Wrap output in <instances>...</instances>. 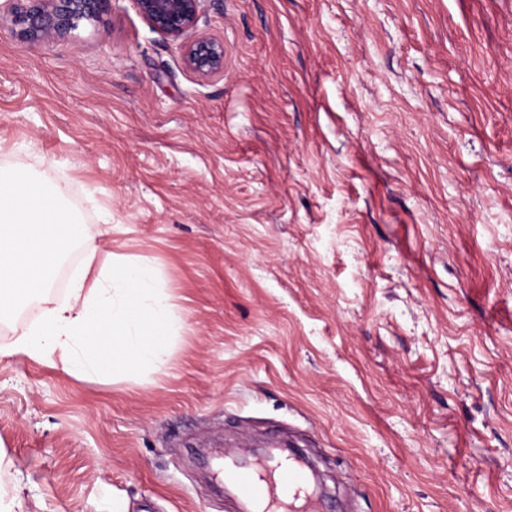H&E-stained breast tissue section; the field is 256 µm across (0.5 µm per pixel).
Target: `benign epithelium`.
<instances>
[{
	"label": "benign epithelium",
	"instance_id": "7a95c632",
	"mask_svg": "<svg viewBox=\"0 0 512 512\" xmlns=\"http://www.w3.org/2000/svg\"><path fill=\"white\" fill-rule=\"evenodd\" d=\"M112 0H0V23L8 21L24 43L72 36L81 25L94 26ZM155 32L179 43L186 67L202 78L224 72V45L197 33L206 0H133Z\"/></svg>",
	"mask_w": 512,
	"mask_h": 512
}]
</instances>
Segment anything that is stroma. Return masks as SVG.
<instances>
[{
  "instance_id": "obj_1",
  "label": "stroma",
  "mask_w": 512,
  "mask_h": 512,
  "mask_svg": "<svg viewBox=\"0 0 512 512\" xmlns=\"http://www.w3.org/2000/svg\"><path fill=\"white\" fill-rule=\"evenodd\" d=\"M198 31L222 74L133 0L0 25V166L181 319L130 374L1 358L0 489L231 512L215 451L279 436L330 512H512V0H206ZM112 0H1L0 25L9 21L24 43L71 37L80 25L96 26Z\"/></svg>"
}]
</instances>
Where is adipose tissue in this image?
<instances>
[{"mask_svg": "<svg viewBox=\"0 0 512 512\" xmlns=\"http://www.w3.org/2000/svg\"><path fill=\"white\" fill-rule=\"evenodd\" d=\"M63 193L60 186L46 190L26 168L0 169V320L14 312L18 297L48 288L59 254L76 243L85 246L67 295L43 309L11 352L51 361L83 379L98 376L111 344L122 353L121 372L162 363L177 324L169 296L155 287L147 262L96 265L94 239L63 214Z\"/></svg>", "mask_w": 512, "mask_h": 512, "instance_id": "ef3b65f1", "label": "adipose tissue"}]
</instances>
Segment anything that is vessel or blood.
I'll use <instances>...</instances> for the list:
<instances>
[{
  "instance_id": "obj_1",
  "label": "vessel or blood",
  "mask_w": 512,
  "mask_h": 512,
  "mask_svg": "<svg viewBox=\"0 0 512 512\" xmlns=\"http://www.w3.org/2000/svg\"><path fill=\"white\" fill-rule=\"evenodd\" d=\"M224 484L238 498L243 512H323V499L304 465L295 457L256 461L251 468H224Z\"/></svg>"
}]
</instances>
